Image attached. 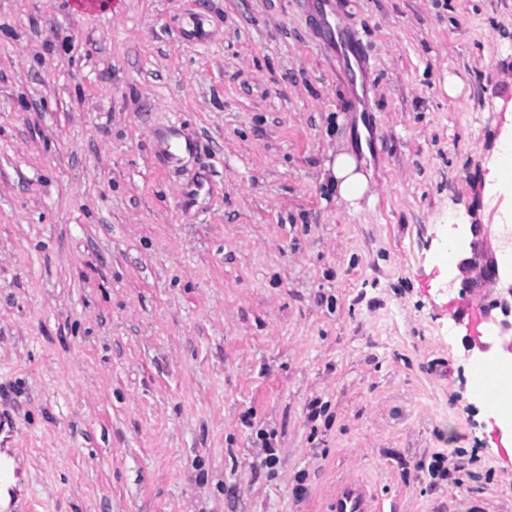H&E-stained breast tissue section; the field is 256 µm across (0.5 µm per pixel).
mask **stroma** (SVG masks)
I'll list each match as a JSON object with an SVG mask.
<instances>
[{
	"instance_id": "35a3bbf8",
	"label": "stroma",
	"mask_w": 512,
	"mask_h": 512,
	"mask_svg": "<svg viewBox=\"0 0 512 512\" xmlns=\"http://www.w3.org/2000/svg\"><path fill=\"white\" fill-rule=\"evenodd\" d=\"M331 3L0 0L5 512H512L500 312L434 263L512 246V0ZM488 179L502 185L512 186V125L511 129L505 131L501 141V150L491 167ZM333 174L337 195L351 206H356L369 190V179L359 166L356 155L348 152L338 154ZM481 376L482 374H478L472 381L474 394L484 404L487 410V416L493 418L495 423L501 429L502 445L507 455L512 458V415L501 412L494 404L489 402H496L501 382L496 376H484L485 379L482 383L485 387L486 396L489 400L487 401L479 389ZM367 502V488L361 483L351 482L336 496L334 512H366Z\"/></svg>"
}]
</instances>
